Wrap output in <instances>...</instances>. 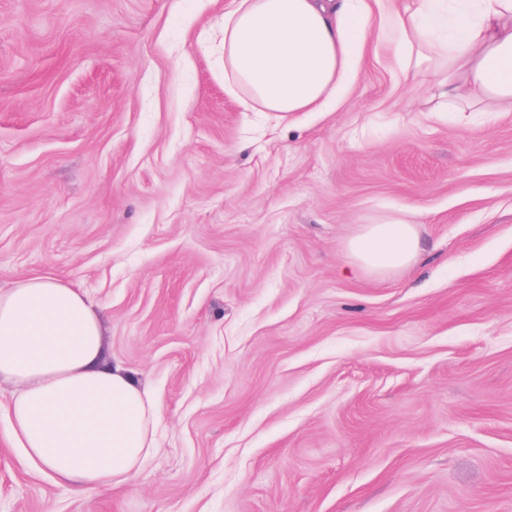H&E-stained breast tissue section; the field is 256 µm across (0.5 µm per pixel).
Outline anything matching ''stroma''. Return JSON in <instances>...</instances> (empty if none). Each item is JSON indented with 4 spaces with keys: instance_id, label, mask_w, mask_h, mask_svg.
I'll use <instances>...</instances> for the list:
<instances>
[{
    "instance_id": "stroma-1",
    "label": "stroma",
    "mask_w": 512,
    "mask_h": 512,
    "mask_svg": "<svg viewBox=\"0 0 512 512\" xmlns=\"http://www.w3.org/2000/svg\"><path fill=\"white\" fill-rule=\"evenodd\" d=\"M225 0H0V288L105 316L160 406L129 484L9 440L0 512H512V112H441L378 34L325 112L224 92ZM410 267L345 273L363 224ZM350 269L385 275L410 266L418 253L415 225L399 216L364 224L346 246Z\"/></svg>"
}]
</instances>
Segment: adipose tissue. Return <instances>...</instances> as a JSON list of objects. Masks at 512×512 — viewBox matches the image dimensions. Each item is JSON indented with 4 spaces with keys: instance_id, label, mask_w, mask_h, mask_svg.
<instances>
[{
    "instance_id": "obj_1",
    "label": "adipose tissue",
    "mask_w": 512,
    "mask_h": 512,
    "mask_svg": "<svg viewBox=\"0 0 512 512\" xmlns=\"http://www.w3.org/2000/svg\"><path fill=\"white\" fill-rule=\"evenodd\" d=\"M367 26L366 0H230L224 91L278 123L325 111L357 70ZM381 27L405 68H431L451 111L512 112V0H412ZM346 249L351 270L385 275L413 263L417 231L390 216ZM0 382L14 442L75 493L125 485L156 453L159 406L113 363L80 289L39 276L0 289Z\"/></svg>"
}]
</instances>
